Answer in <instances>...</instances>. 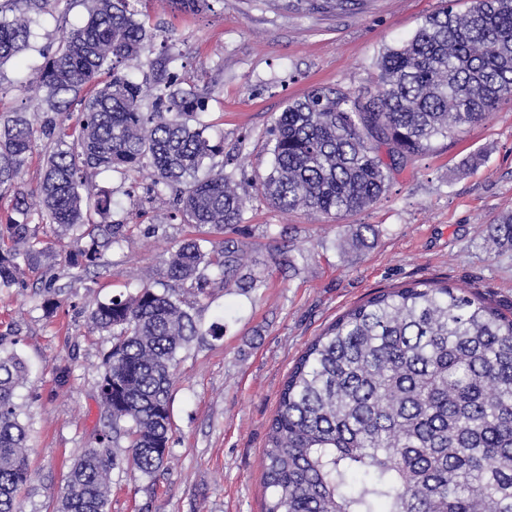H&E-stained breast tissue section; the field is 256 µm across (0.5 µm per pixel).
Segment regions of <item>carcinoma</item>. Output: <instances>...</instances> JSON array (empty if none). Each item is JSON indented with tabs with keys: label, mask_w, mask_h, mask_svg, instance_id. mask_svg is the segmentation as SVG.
Instances as JSON below:
<instances>
[{
	"label": "carcinoma",
	"mask_w": 512,
	"mask_h": 512,
	"mask_svg": "<svg viewBox=\"0 0 512 512\" xmlns=\"http://www.w3.org/2000/svg\"><path fill=\"white\" fill-rule=\"evenodd\" d=\"M83 25L63 32L40 72L48 112L79 99L72 127L22 116L0 118V193L14 191V217L0 225V288L22 281L37 253L31 204L19 179L41 137H57L36 195L40 212L71 236L70 263H95L127 238L130 224H96L110 197L83 195L99 169H148L159 197L177 196L185 224L232 230L245 198L224 169L198 171L224 152L195 88L165 89L129 72L155 39L132 0H89ZM361 0H296L310 10L347 12ZM54 0H0V64L29 45L31 12ZM197 12L209 0H165ZM376 92L321 87L290 102L271 128L273 165L252 178L277 208L356 213L388 190L391 172L431 142L481 121L512 96V0H471L425 17L414 35L377 59ZM512 245V212L493 228ZM372 224L347 229L365 245ZM168 277L193 282L211 269L236 277L239 249L221 258L199 239L171 253ZM92 325L112 336L98 381L108 420L99 447L71 465L57 512H106L110 472L125 462L151 476L169 453L170 401L178 352L199 330L174 293L146 285L99 301ZM26 368L0 348V512H22L31 481L27 429L15 402ZM126 441L124 458L110 450ZM265 512H512V317L466 288L423 281L381 290L339 316L288 372L268 432Z\"/></svg>",
	"instance_id": "carcinoma-1"
}]
</instances>
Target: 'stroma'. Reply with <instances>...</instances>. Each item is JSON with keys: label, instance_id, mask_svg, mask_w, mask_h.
<instances>
[{"label": "stroma", "instance_id": "stroma-1", "mask_svg": "<svg viewBox=\"0 0 512 512\" xmlns=\"http://www.w3.org/2000/svg\"><path fill=\"white\" fill-rule=\"evenodd\" d=\"M443 0H368L347 14L289 8L288 0H210L191 13L161 0H138L140 20L157 28L152 58L206 98L204 122L224 140L214 165L232 176L246 199L233 238L254 287L227 288L211 277L204 290L173 285L165 262L186 238H224L181 223L171 199L149 197L147 173L103 171L92 191L112 194V224L133 230L107 247L99 266L69 267V237L34 217L39 252L25 268L24 287L0 289V343L29 374L16 392L28 425L32 480L23 512H56L65 476L95 447L105 419L98 395L110 336L88 320L90 299L171 287L201 331L177 356L170 454L148 477L127 464L112 470L107 512H265L263 457L270 422L289 369L336 317L375 291L437 280L467 288L512 316V249H494L489 227L512 211V99L485 121L440 138L392 175L387 193L347 216L372 224L375 239L350 248L336 218L276 208L253 186L272 163L269 129L287 102L312 89L374 88L376 58L409 39ZM87 0H61L36 17L28 48L0 65V113L41 116L37 82L47 47L87 18ZM479 155L477 165L464 160ZM63 293L53 313L34 295L47 270ZM70 377L58 385L60 367Z\"/></svg>", "mask_w": 512, "mask_h": 512}]
</instances>
